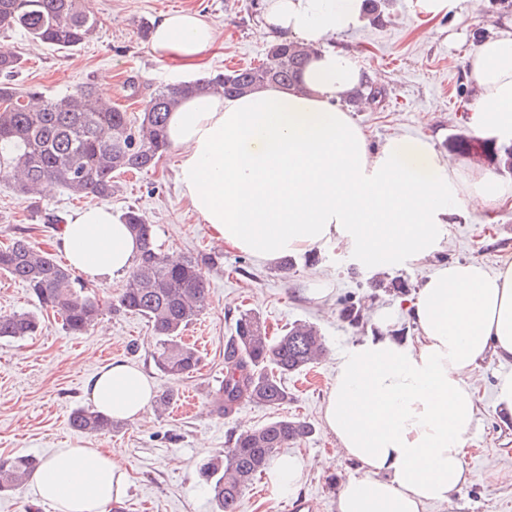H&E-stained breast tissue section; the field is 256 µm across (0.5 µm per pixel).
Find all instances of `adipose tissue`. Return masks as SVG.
I'll return each mask as SVG.
<instances>
[{"label":"adipose tissue","mask_w":512,"mask_h":512,"mask_svg":"<svg viewBox=\"0 0 512 512\" xmlns=\"http://www.w3.org/2000/svg\"><path fill=\"white\" fill-rule=\"evenodd\" d=\"M363 0H260L258 22L274 41L312 48L300 87L275 84L228 97L201 92L170 112L182 197L225 246L271 263L315 247L345 250L371 271L436 260L453 217L512 201V181L468 161H450L425 138L372 145L343 109L365 80L335 38L363 20ZM195 11L155 21L149 43L161 59L194 66L216 43ZM476 90L469 127L512 144V33L487 39L466 59ZM72 269L92 283L127 272L138 250L110 208L79 210L58 239ZM417 334L398 341L395 315H372L375 333L336 359L323 424L359 465L341 477L337 512H426L470 480L464 447L477 413L471 372L512 362V253L494 269L438 262L404 306ZM99 414L139 418L153 382L115 361L87 384ZM311 459L278 456L269 471L277 495L296 493ZM128 475L116 449H55L28 481L53 512H104L122 498Z\"/></svg>","instance_id":"adipose-tissue-1"}]
</instances>
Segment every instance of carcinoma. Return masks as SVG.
Returning <instances> with one entry per match:
<instances>
[{
  "mask_svg": "<svg viewBox=\"0 0 512 512\" xmlns=\"http://www.w3.org/2000/svg\"><path fill=\"white\" fill-rule=\"evenodd\" d=\"M98 18L84 0H0V28L20 29L30 39L58 50H71L89 39ZM310 50L296 42L273 44L257 66L227 70L211 77L183 81L156 91L139 119L112 105L90 84L62 95L47 96L37 88L20 90L0 81V168L20 171L15 189L38 199L44 185H58L76 195H112V178L129 171H148L168 149V113L185 97L201 90L237 96L267 84L298 86ZM20 58L0 49V74L19 70ZM386 92L370 82L353 103H376ZM487 162L512 173V146L483 140ZM124 223L140 243L125 287L112 310L138 315L151 324L157 338L153 360L175 381L198 370V350L182 340V332L208 306V288L199 263L168 261L155 244L154 225L134 210ZM0 273L30 288L42 309L61 318L66 331L85 334L98 324L103 308L87 283L60 264L52 253L34 247L29 237L15 236L0 246ZM41 328L29 312L0 314V339H23ZM224 349V380L212 394V406L228 415L243 404L277 408L288 403L284 377L305 370L328 352L325 337L311 324L293 323L280 336H270L259 315L239 314ZM71 426L85 434L101 435L117 422L84 407L70 415ZM312 433L309 423L281 416L230 436L225 448L208 457L199 476L208 487L214 512H236L249 485L268 471L280 450ZM41 465L26 455L0 456V492L22 487Z\"/></svg>",
  "mask_w": 512,
  "mask_h": 512,
  "instance_id": "1",
  "label": "carcinoma"
}]
</instances>
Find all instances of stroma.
Returning <instances> with one entry per match:
<instances>
[{
    "mask_svg": "<svg viewBox=\"0 0 512 512\" xmlns=\"http://www.w3.org/2000/svg\"><path fill=\"white\" fill-rule=\"evenodd\" d=\"M99 19L93 36L74 50L33 43L20 30H0V48L22 60L13 82L36 86L46 94L70 93L102 74L112 77L106 93L113 104L138 117L151 92L204 78L232 67L257 64L271 45L257 22L251 0H85ZM194 10L217 29L216 44L195 67L181 68L161 60L143 38L142 23L160 15ZM512 29V6L506 0H456L448 13L434 18L416 14L411 0H386L380 22L364 19L337 45L354 53L364 72L377 75L387 92L378 107L351 110L352 119L372 144L387 138H430L435 148L459 134H469L475 104L464 68L466 57L482 39ZM176 149H168L155 168L121 174L106 198L114 216L136 208L155 224L163 253L203 260L208 280V307L185 331L197 344L200 369L176 383L156 367L155 339L141 317L112 312L110 304L127 277L117 274L96 285L105 312L96 329L69 335L52 313H42V329L22 340H0V454H31L47 459L54 449L74 445L122 449L128 490L118 506L123 512H212L211 495L197 476L198 464L221 450L229 436L264 424L273 409L243 405L229 416L212 411L210 394L224 378V345L234 334L240 312L259 314L270 334L294 322H309L325 335L329 353L309 371L286 379L290 400L283 413L308 422L312 432L290 448L313 457L314 468L296 495L275 496L260 484L245 489L237 512H280L282 505L305 502L304 512H336L338 475L356 473L357 464L338 451L326 432L322 405L336 375V359L350 344L371 334V322L354 327L339 316L340 302L351 297L368 307H396L395 298L371 288L373 273L357 267L351 256L332 247H316L295 256L289 272L277 265L213 241L174 179ZM95 198H78L57 187L34 201L16 192L12 180L0 178V242L17 234L30 236L36 247L57 252L58 233L48 218L69 217L97 206ZM512 248V202L456 219L439 261H476L495 268L504 249ZM319 267L331 292L323 304L302 293L304 272ZM116 359L141 366L156 391L174 389L192 397L191 406L173 405L168 414L146 409L140 418L121 422L112 433L90 437L69 423L74 408L90 406L87 381ZM512 363L485 360L476 370L477 418L467 437L464 462L472 481L450 502L428 512H512V412L496 403L499 376Z\"/></svg>",
    "mask_w": 512,
    "mask_h": 512,
    "instance_id": "obj_1",
    "label": "stroma"
}]
</instances>
